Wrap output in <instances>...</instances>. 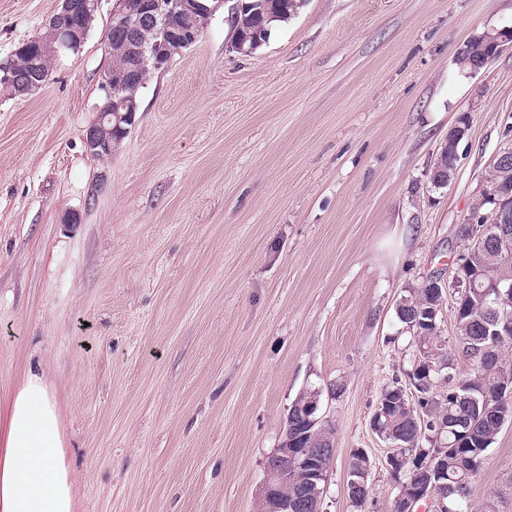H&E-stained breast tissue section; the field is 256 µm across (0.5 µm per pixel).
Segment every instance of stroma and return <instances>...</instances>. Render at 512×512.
Instances as JSON below:
<instances>
[{
  "instance_id": "stroma-1",
  "label": "stroma",
  "mask_w": 512,
  "mask_h": 512,
  "mask_svg": "<svg viewBox=\"0 0 512 512\" xmlns=\"http://www.w3.org/2000/svg\"><path fill=\"white\" fill-rule=\"evenodd\" d=\"M113 4L40 88L0 92V395L46 373L90 512H259L292 402L339 383L320 402L336 446L322 510L391 512L371 418L410 368L396 309L452 278L458 225L512 147V49L475 72L457 50L512 28V0H306L249 55L219 11L98 159L84 137ZM59 6L0 0V65ZM489 503L512 512V420L471 484L472 512ZM355 452L360 453L361 455L364 454V452L361 450H357ZM355 452L352 454L351 460L349 463L350 479L352 478V476H351L352 472H354V471L362 472L363 470L364 471L368 470V476L366 479L365 488L364 489L358 488L357 490H354V496H351L350 491L348 490V497H349L350 501L353 502L356 507L360 508L366 503V501L369 497V491H370L369 490V477H370L372 463H371L369 457H368V460L364 459L363 457L357 455Z\"/></svg>"
}]
</instances>
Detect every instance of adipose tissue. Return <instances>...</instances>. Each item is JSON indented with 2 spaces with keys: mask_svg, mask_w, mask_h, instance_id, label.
I'll list each match as a JSON object with an SVG mask.
<instances>
[{
  "mask_svg": "<svg viewBox=\"0 0 512 512\" xmlns=\"http://www.w3.org/2000/svg\"><path fill=\"white\" fill-rule=\"evenodd\" d=\"M57 400L28 373L0 399V512H74Z\"/></svg>",
  "mask_w": 512,
  "mask_h": 512,
  "instance_id": "ef3b65f1",
  "label": "adipose tissue"
}]
</instances>
